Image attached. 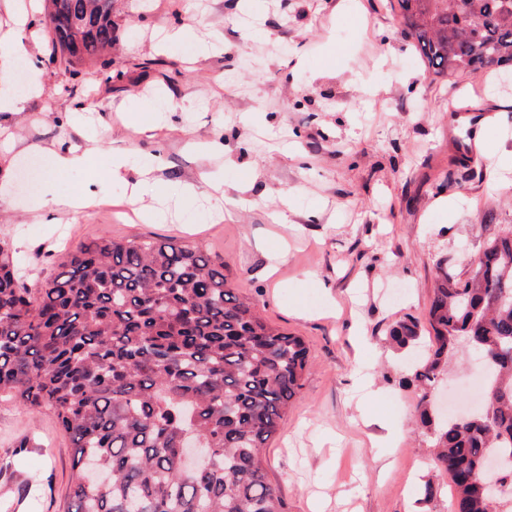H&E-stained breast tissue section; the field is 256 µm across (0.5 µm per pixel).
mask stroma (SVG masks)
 I'll use <instances>...</instances> for the list:
<instances>
[{"label":"stroma","instance_id":"stroma-1","mask_svg":"<svg viewBox=\"0 0 512 512\" xmlns=\"http://www.w3.org/2000/svg\"><path fill=\"white\" fill-rule=\"evenodd\" d=\"M112 66L70 78L51 59L42 11L27 21L28 82L42 95L0 112V246L23 252L19 276L35 286L80 242L174 238L224 263L237 293L274 326L301 336L309 369L266 450L267 475L288 512H450L447 477L432 464L433 435L415 420L420 392L406 351L385 341L405 318L428 330L436 264L469 275L499 224L512 225V83L476 96L485 76L456 82L426 68L389 0H117ZM184 28L158 49L155 35ZM204 42L218 51L200 55ZM469 96L496 114L498 151L481 154L486 178L448 175L458 156L451 99ZM153 126L152 138L135 133ZM86 151L56 177L57 194L92 189L99 202L57 224L27 212L50 170L49 150ZM166 164L161 184L192 182L198 196L164 224L133 221L128 183L106 178L112 153ZM224 172L215 201L199 181ZM224 218L209 221L211 205ZM288 221L277 224L273 212ZM495 211L499 224L482 223ZM284 247L278 266L269 255ZM374 392L360 397L356 370ZM480 368L467 347L435 384L458 414L480 402ZM402 437L373 446L385 425ZM73 450L50 412L0 398V512H65ZM433 481L429 503L419 489Z\"/></svg>","mask_w":512,"mask_h":512}]
</instances>
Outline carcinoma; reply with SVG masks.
I'll use <instances>...</instances> for the list:
<instances>
[{
    "label": "carcinoma",
    "instance_id": "cac0c4a2",
    "mask_svg": "<svg viewBox=\"0 0 512 512\" xmlns=\"http://www.w3.org/2000/svg\"><path fill=\"white\" fill-rule=\"evenodd\" d=\"M71 30L51 53L73 77L108 52L114 0H65ZM390 9L428 69L455 80L512 66V0H392ZM467 278L436 266L429 307L434 349L415 372L426 391L460 342L484 362L488 412L435 423V466L450 477L452 512H489L476 477L489 456L512 464V227L484 247ZM0 247V396L52 412L75 449L66 512H288L266 473V448L302 386L299 336L271 326L228 283L224 263L176 239L79 244L34 288ZM401 348L419 340L408 318L388 330ZM187 439L213 449L211 466L183 470Z\"/></svg>",
    "mask_w": 512,
    "mask_h": 512
}]
</instances>
